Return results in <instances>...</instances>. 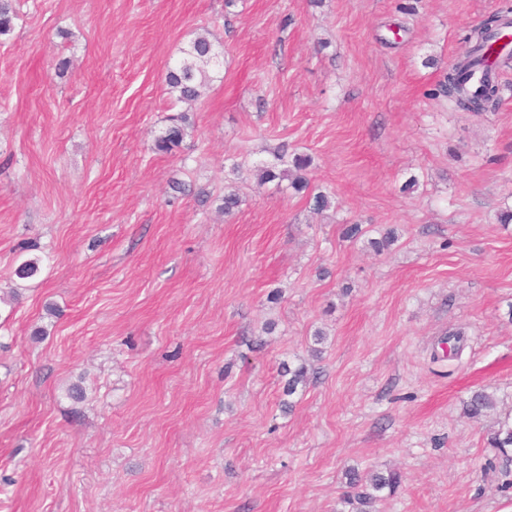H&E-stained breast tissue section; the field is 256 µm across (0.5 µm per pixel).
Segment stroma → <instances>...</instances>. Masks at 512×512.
<instances>
[{
  "label": "stroma",
  "mask_w": 512,
  "mask_h": 512,
  "mask_svg": "<svg viewBox=\"0 0 512 512\" xmlns=\"http://www.w3.org/2000/svg\"><path fill=\"white\" fill-rule=\"evenodd\" d=\"M507 5L20 0L0 40V512H344L352 469L400 472L376 512L512 507V453L489 445L512 418V97L476 115L431 95ZM199 34L221 67L187 106L165 73ZM181 112L191 135L153 153ZM284 149L311 157L309 193L259 184Z\"/></svg>",
  "instance_id": "obj_1"
}]
</instances>
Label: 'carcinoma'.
I'll use <instances>...</instances> for the list:
<instances>
[{"mask_svg": "<svg viewBox=\"0 0 512 512\" xmlns=\"http://www.w3.org/2000/svg\"><path fill=\"white\" fill-rule=\"evenodd\" d=\"M17 18L18 12L13 0H0V38H6L13 32ZM467 42L468 50L448 66L444 79L439 81L431 95L447 98L463 112L478 114L488 111L490 107H496L497 83L493 80L487 81L481 93L474 96L466 94L463 86L469 70L489 56V50L492 49L490 34L480 26L467 37ZM217 66L219 54L214 43L206 36H197L190 41L188 48L182 50V56L168 66L166 84L177 100L196 101L211 80L210 72ZM187 135V117L182 114L175 115L170 118V124L165 130L155 137L151 150L157 154H168L179 147ZM311 163V157L306 154H295L289 159L286 154L277 153L273 161L260 166L259 179L263 183L288 179L290 187L295 192L302 193L309 187L307 171ZM39 272L38 258L25 260L14 269V275L19 280L32 279ZM286 373L290 378L284 386V392L291 396L297 392L298 387L306 384L307 367L301 363L293 369H286ZM494 406L492 395L476 391L467 400L465 413L478 419ZM489 444L503 452L512 448V422L507 419L502 421L492 433ZM400 483L401 475L394 470L374 472L367 477L365 489L354 496L344 497V503L352 506L353 512H372L375 502L381 499V493L385 490L390 494L394 493Z\"/></svg>", "mask_w": 512, "mask_h": 512, "instance_id": "1", "label": "carcinoma"}]
</instances>
